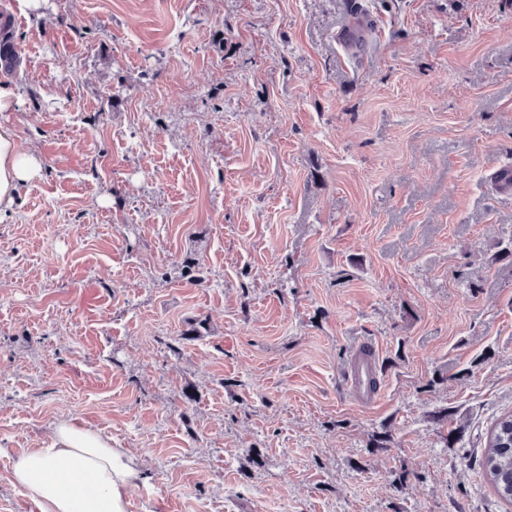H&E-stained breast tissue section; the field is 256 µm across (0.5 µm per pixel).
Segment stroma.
I'll return each instance as SVG.
<instances>
[{
    "label": "stroma",
    "mask_w": 512,
    "mask_h": 512,
    "mask_svg": "<svg viewBox=\"0 0 512 512\" xmlns=\"http://www.w3.org/2000/svg\"><path fill=\"white\" fill-rule=\"evenodd\" d=\"M360 5L358 51L347 0H0L42 164L0 214V512L60 421L142 458L127 512H512V0ZM483 475L495 494L512 502V414L499 417L487 432L481 456Z\"/></svg>",
    "instance_id": "35a3bbf8"
}]
</instances>
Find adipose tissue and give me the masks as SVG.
<instances>
[{"label":"adipose tissue","instance_id":"1","mask_svg":"<svg viewBox=\"0 0 512 512\" xmlns=\"http://www.w3.org/2000/svg\"><path fill=\"white\" fill-rule=\"evenodd\" d=\"M41 171L39 159L0 127V211L12 207L19 184ZM143 476L144 464L130 449L66 421L44 447L18 457L11 474L41 512H126L128 492Z\"/></svg>","mask_w":512,"mask_h":512}]
</instances>
